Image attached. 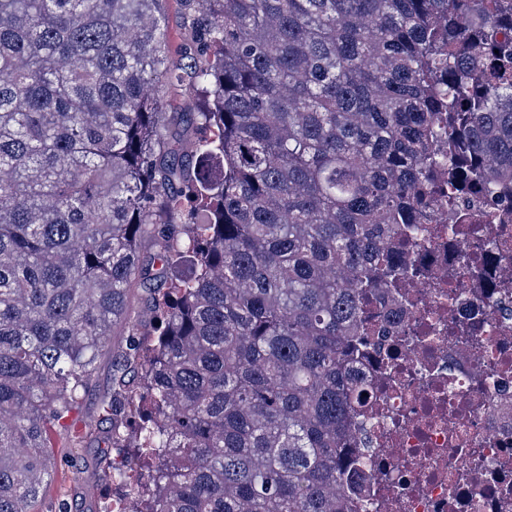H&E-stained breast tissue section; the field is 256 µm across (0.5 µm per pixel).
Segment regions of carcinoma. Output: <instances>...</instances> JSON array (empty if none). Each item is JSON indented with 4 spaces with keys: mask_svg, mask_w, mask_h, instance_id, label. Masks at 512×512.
<instances>
[{
    "mask_svg": "<svg viewBox=\"0 0 512 512\" xmlns=\"http://www.w3.org/2000/svg\"><path fill=\"white\" fill-rule=\"evenodd\" d=\"M445 176L512 200V0H0V512L116 325L128 512H338L363 306Z\"/></svg>",
    "mask_w": 512,
    "mask_h": 512,
    "instance_id": "cac0c4a2",
    "label": "carcinoma"
}]
</instances>
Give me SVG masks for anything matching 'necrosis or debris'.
<instances>
[{
    "instance_id": "necrosis-or-debris-1",
    "label": "necrosis or debris",
    "mask_w": 512,
    "mask_h": 512,
    "mask_svg": "<svg viewBox=\"0 0 512 512\" xmlns=\"http://www.w3.org/2000/svg\"><path fill=\"white\" fill-rule=\"evenodd\" d=\"M427 215L401 255L421 277L367 309L380 352L351 427L371 475L343 512H512V258L495 246L512 209L486 237L449 223L447 199Z\"/></svg>"
}]
</instances>
